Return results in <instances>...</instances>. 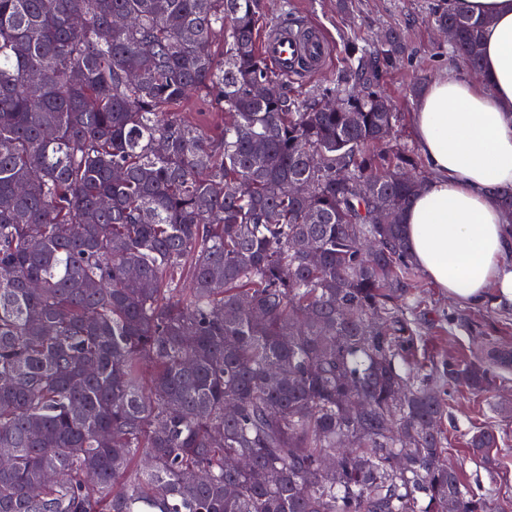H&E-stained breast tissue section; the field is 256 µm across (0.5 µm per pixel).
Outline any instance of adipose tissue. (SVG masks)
<instances>
[{
	"label": "adipose tissue",
	"instance_id": "obj_1",
	"mask_svg": "<svg viewBox=\"0 0 512 512\" xmlns=\"http://www.w3.org/2000/svg\"><path fill=\"white\" fill-rule=\"evenodd\" d=\"M489 18L479 76L448 71L412 114L433 179L407 208L410 254L449 298L512 305V231L493 192L512 186V0H452Z\"/></svg>",
	"mask_w": 512,
	"mask_h": 512
}]
</instances>
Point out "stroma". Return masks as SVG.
I'll list each match as a JSON object with an SVG mask.
<instances>
[{
  "label": "stroma",
  "mask_w": 512,
  "mask_h": 512,
  "mask_svg": "<svg viewBox=\"0 0 512 512\" xmlns=\"http://www.w3.org/2000/svg\"><path fill=\"white\" fill-rule=\"evenodd\" d=\"M446 3L447 0H352L350 11L344 12L339 10L337 0H264L259 29L267 31L287 15L302 16L321 27L330 38L333 59L325 71L306 78H287L288 93L296 97L317 93L331 80L349 77L344 39L352 36L372 48L381 31L399 29L406 45L405 55L382 69L379 84L402 115L397 128L399 141L414 150L418 147L411 123L417 103L414 88L428 84L448 68L459 71L464 68L462 62L449 60L448 46L439 40L432 22L434 13L445 9ZM419 294L421 346L426 359L467 358L485 344L512 347V319L478 314L473 319V328L451 332L444 329V319L448 313L460 309V302L443 295L424 276L419 279ZM511 397L512 372L497 384L490 397L479 399L466 390H458L451 395L448 419L444 423L450 442L449 461L461 466L469 486L487 491L501 512H512V453L501 459L496 472H489L482 463L470 459L463 435L472 425L493 420L512 450V416L499 418L492 410L494 404Z\"/></svg>",
  "instance_id": "35a3bbf8"
}]
</instances>
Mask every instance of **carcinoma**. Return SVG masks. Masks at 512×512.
Instances as JSON below:
<instances>
[{
    "label": "carcinoma",
    "mask_w": 512,
    "mask_h": 512,
    "mask_svg": "<svg viewBox=\"0 0 512 512\" xmlns=\"http://www.w3.org/2000/svg\"><path fill=\"white\" fill-rule=\"evenodd\" d=\"M262 15L0 0V512H491L442 422L512 351L417 362L401 219L428 176L378 84L402 37L346 40L353 80L300 98ZM433 20L480 70L487 20ZM495 199L512 226V188ZM466 445L506 447L491 423Z\"/></svg>",
    "instance_id": "cac0c4a2"
}]
</instances>
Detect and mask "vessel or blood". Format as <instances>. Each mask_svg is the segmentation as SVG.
<instances>
[{"mask_svg": "<svg viewBox=\"0 0 512 512\" xmlns=\"http://www.w3.org/2000/svg\"><path fill=\"white\" fill-rule=\"evenodd\" d=\"M262 54L284 75L316 74L327 67L332 44L321 30L294 22L268 31Z\"/></svg>", "mask_w": 512, "mask_h": 512, "instance_id": "obj_1", "label": "vessel or blood"}]
</instances>
